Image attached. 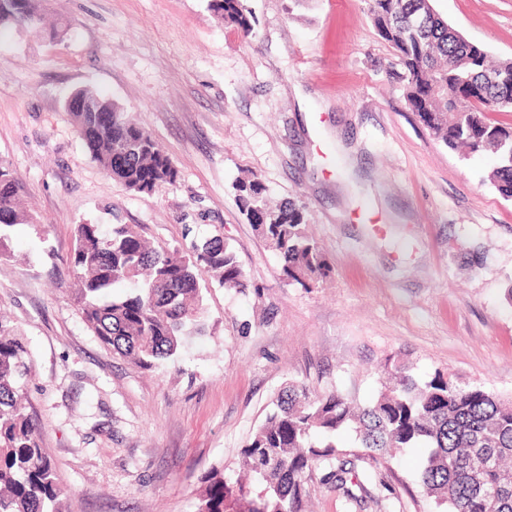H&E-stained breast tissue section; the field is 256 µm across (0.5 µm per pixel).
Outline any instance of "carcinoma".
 Listing matches in <instances>:
<instances>
[{"mask_svg": "<svg viewBox=\"0 0 512 512\" xmlns=\"http://www.w3.org/2000/svg\"><path fill=\"white\" fill-rule=\"evenodd\" d=\"M371 20L397 52L404 97L429 133L465 155L491 152L497 166L490 181L512 199V126L489 120L490 112H512V60L496 65L486 52L464 41L435 12L431 0H368ZM208 8L243 36L256 21L244 0H208ZM42 0H0V30L40 28ZM92 112H73L91 155L126 189L149 193L177 179L170 158L151 134L133 122L109 97L79 89ZM249 223L275 251L286 279L303 287L327 274L318 244L303 228L302 209L282 202L273 207L256 176L235 181ZM22 186L0 163V256L8 228L37 225L21 202ZM76 279L75 299L84 323L113 353L151 369L175 360L188 336L207 331L203 275L226 288L246 287L233 249L219 237L173 249L153 246L137 224L82 223L74 227L66 258ZM31 372L28 350L17 327L0 319V512H62V490L50 457L41 448L34 419L22 399ZM354 428L360 447L423 448L419 480L438 512H512V405L480 386H460L441 373L425 382L400 369L389 386L366 405L331 393L310 398L291 385L256 428L240 457L252 483L237 485L250 512H302L305 483L322 472L358 501L362 475L342 459L333 438ZM196 512H227L232 489L224 470L205 476Z\"/></svg>", "mask_w": 512, "mask_h": 512, "instance_id": "obj_1", "label": "carcinoma"}]
</instances>
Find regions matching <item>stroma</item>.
Wrapping results in <instances>:
<instances>
[{
    "mask_svg": "<svg viewBox=\"0 0 512 512\" xmlns=\"http://www.w3.org/2000/svg\"><path fill=\"white\" fill-rule=\"evenodd\" d=\"M64 38L0 37V162L41 224L16 225L0 257V314L30 352L25 396L64 490V512H193L204 476L228 482L289 384L363 404L386 372L441 373L512 401V201L496 157L434 139L409 109L401 68L367 0H246L252 36L207 0H43ZM490 59H512V0H432ZM88 88L121 104L178 171L150 193L102 170L65 109ZM301 206L329 271L284 277L249 224L237 178ZM137 224L152 242L222 236L246 288L205 278L209 332L153 369L87 328L66 256L74 225ZM360 507L312 479L306 512H436L423 451L371 457Z\"/></svg>",
    "mask_w": 512,
    "mask_h": 512,
    "instance_id": "1",
    "label": "stroma"
}]
</instances>
